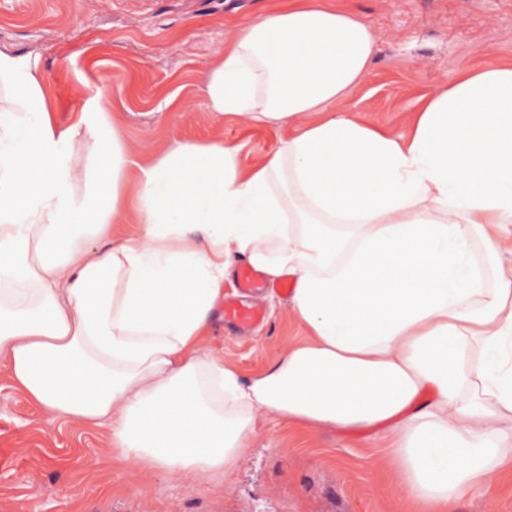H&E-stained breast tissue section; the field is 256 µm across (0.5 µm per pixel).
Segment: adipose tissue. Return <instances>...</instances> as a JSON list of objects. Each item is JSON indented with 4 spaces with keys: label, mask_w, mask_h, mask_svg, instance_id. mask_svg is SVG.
<instances>
[{
    "label": "adipose tissue",
    "mask_w": 512,
    "mask_h": 512,
    "mask_svg": "<svg viewBox=\"0 0 512 512\" xmlns=\"http://www.w3.org/2000/svg\"><path fill=\"white\" fill-rule=\"evenodd\" d=\"M377 35L334 0L242 22L212 111L295 134L243 169L177 140L132 165L104 95L56 129L39 75L0 53V368L47 415L109 428L112 460L226 485L262 416L385 432L403 512H453L512 471V65L425 95L407 133L335 111ZM136 221L137 232L119 228ZM303 334L251 375L209 345L238 263Z\"/></svg>",
    "instance_id": "1"
}]
</instances>
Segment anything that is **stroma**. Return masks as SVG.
<instances>
[{"mask_svg": "<svg viewBox=\"0 0 512 512\" xmlns=\"http://www.w3.org/2000/svg\"><path fill=\"white\" fill-rule=\"evenodd\" d=\"M378 34L364 82L344 111L407 131L423 96L467 69L512 64V0H337ZM287 0H0V52L37 70L58 128L97 93L142 163L174 140L221 139L261 163L288 127L212 112L204 80L242 20ZM264 319L241 333L216 311L213 348L243 374L294 335L287 295L268 288ZM377 431L298 434L276 420L229 485L178 484L112 461L111 433L44 415L0 372V512H400L406 489L387 472ZM455 512H512V478L491 476Z\"/></svg>", "mask_w": 512, "mask_h": 512, "instance_id": "stroma-1", "label": "stroma"}]
</instances>
